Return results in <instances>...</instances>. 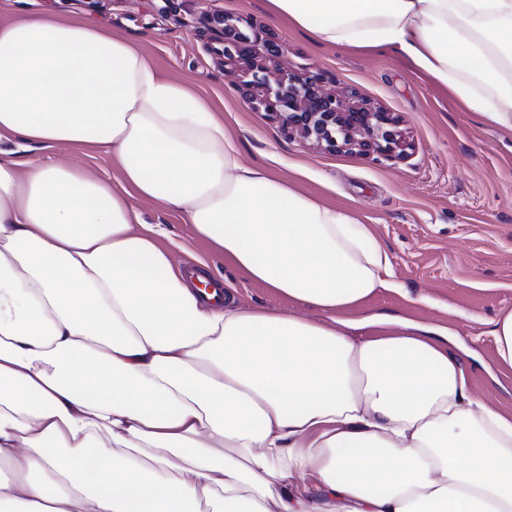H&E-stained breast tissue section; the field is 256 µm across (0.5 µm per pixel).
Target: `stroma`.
<instances>
[{
  "mask_svg": "<svg viewBox=\"0 0 512 512\" xmlns=\"http://www.w3.org/2000/svg\"><path fill=\"white\" fill-rule=\"evenodd\" d=\"M48 7L65 18L103 21L133 40L155 66L222 112L244 164L264 167L368 225L403 290L379 291L356 318L396 315L448 326L457 352L468 355L473 391L512 412V368L499 364L491 335L494 320L512 312V134L463 110L398 58L321 45L273 19L261 0H0V18ZM213 13L251 18L260 37L287 46L284 63L294 71L322 73L328 88L355 91L398 115L405 156L333 153L252 111L215 52L221 34L206 22ZM25 158L38 165L65 158L101 177L117 176L96 147L34 150ZM139 209L146 223L165 227L182 261L204 262L212 278L232 281L241 304L287 309V298L225 265L177 213L145 202Z\"/></svg>",
  "mask_w": 512,
  "mask_h": 512,
  "instance_id": "1",
  "label": "stroma"
}]
</instances>
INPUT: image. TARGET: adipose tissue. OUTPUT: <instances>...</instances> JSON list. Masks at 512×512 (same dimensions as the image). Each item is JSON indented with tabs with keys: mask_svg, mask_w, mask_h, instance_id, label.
Segmentation results:
<instances>
[{
	"mask_svg": "<svg viewBox=\"0 0 512 512\" xmlns=\"http://www.w3.org/2000/svg\"><path fill=\"white\" fill-rule=\"evenodd\" d=\"M512 132V0H265ZM106 148L119 178L6 149ZM146 201L304 307L204 301ZM367 225L260 166L100 21H0V512H512V414L394 290Z\"/></svg>",
	"mask_w": 512,
	"mask_h": 512,
	"instance_id": "1",
	"label": "adipose tissue"
}]
</instances>
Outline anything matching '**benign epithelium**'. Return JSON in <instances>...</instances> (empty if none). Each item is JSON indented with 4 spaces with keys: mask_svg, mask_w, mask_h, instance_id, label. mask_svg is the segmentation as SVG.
Segmentation results:
<instances>
[{
    "mask_svg": "<svg viewBox=\"0 0 512 512\" xmlns=\"http://www.w3.org/2000/svg\"><path fill=\"white\" fill-rule=\"evenodd\" d=\"M220 23L224 24L223 48L216 53L226 61L245 64V100L252 110L265 113L283 131L328 151L403 152L395 114L368 107L353 93L339 94L325 88L319 73L300 77L281 68L276 61L281 48L241 30L243 26L252 28L249 21L238 18L233 23L224 17Z\"/></svg>",
    "mask_w": 512,
    "mask_h": 512,
    "instance_id": "1",
    "label": "benign epithelium"
}]
</instances>
